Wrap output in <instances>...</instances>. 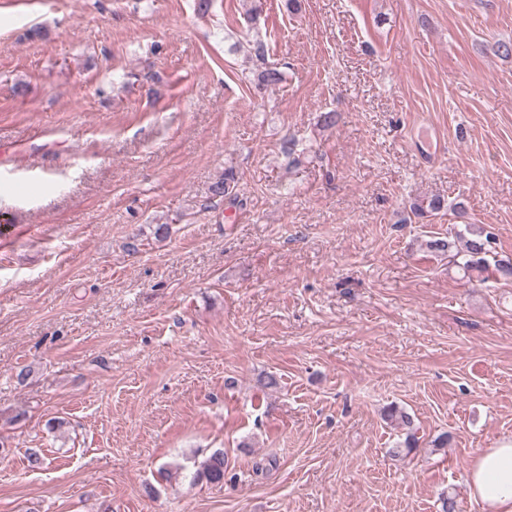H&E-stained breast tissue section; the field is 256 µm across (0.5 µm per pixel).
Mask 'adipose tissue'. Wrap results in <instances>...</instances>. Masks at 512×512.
I'll return each instance as SVG.
<instances>
[{
	"label": "adipose tissue",
	"mask_w": 512,
	"mask_h": 512,
	"mask_svg": "<svg viewBox=\"0 0 512 512\" xmlns=\"http://www.w3.org/2000/svg\"><path fill=\"white\" fill-rule=\"evenodd\" d=\"M466 482L482 512H512V439L480 449Z\"/></svg>",
	"instance_id": "1"
}]
</instances>
